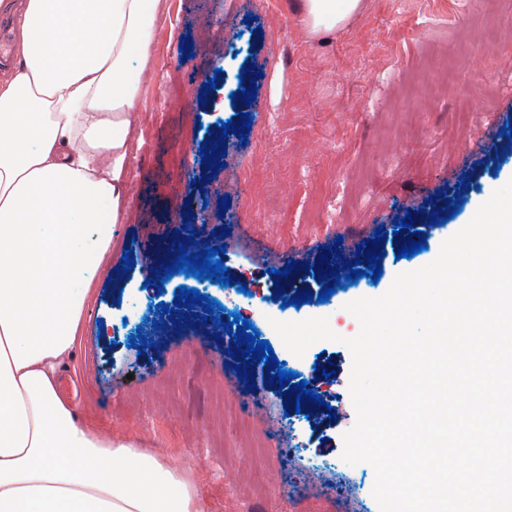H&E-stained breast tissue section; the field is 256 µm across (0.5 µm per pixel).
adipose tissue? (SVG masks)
Returning a JSON list of instances; mask_svg holds the SVG:
<instances>
[{
    "label": "adipose tissue",
    "mask_w": 512,
    "mask_h": 512,
    "mask_svg": "<svg viewBox=\"0 0 512 512\" xmlns=\"http://www.w3.org/2000/svg\"><path fill=\"white\" fill-rule=\"evenodd\" d=\"M161 0H0L16 18L0 80V512H206L192 481L90 428L59 389L92 266L129 187ZM362 0H301L312 35Z\"/></svg>",
    "instance_id": "ef3b65f1"
}]
</instances>
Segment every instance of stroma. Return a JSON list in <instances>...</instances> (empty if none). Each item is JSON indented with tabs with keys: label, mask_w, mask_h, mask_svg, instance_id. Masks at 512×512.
Wrapping results in <instances>:
<instances>
[{
	"label": "stroma",
	"mask_w": 512,
	"mask_h": 512,
	"mask_svg": "<svg viewBox=\"0 0 512 512\" xmlns=\"http://www.w3.org/2000/svg\"><path fill=\"white\" fill-rule=\"evenodd\" d=\"M299 0H164L150 73L141 89L125 218L91 284L80 344L61 374L63 396L113 438L132 440L194 482L207 512H379L371 465L342 458L356 422L343 340L359 331L345 309L378 297L395 276L431 263L490 191L512 180V0H364L344 28L309 35ZM254 89L253 101L239 87ZM222 101L223 111L213 109ZM251 125H244V116ZM218 166L200 148L222 124ZM196 178H188L187 167ZM225 211L228 224L191 230L185 201ZM425 250L398 258L406 212L429 218ZM386 228L378 283L336 289L328 302L283 306L258 294L251 322L278 361L301 371L325 401L315 415L285 404L278 387L240 380L228 337L169 325L154 347H130L151 331L163 297L147 292L146 255L166 233L194 236L188 254L224 239L233 286L264 284L287 262L344 265ZM338 254H331V247ZM134 266L124 270V258ZM328 317L339 341L294 356L271 319ZM332 368V376L317 368Z\"/></svg>",
	"instance_id": "1"
}]
</instances>
